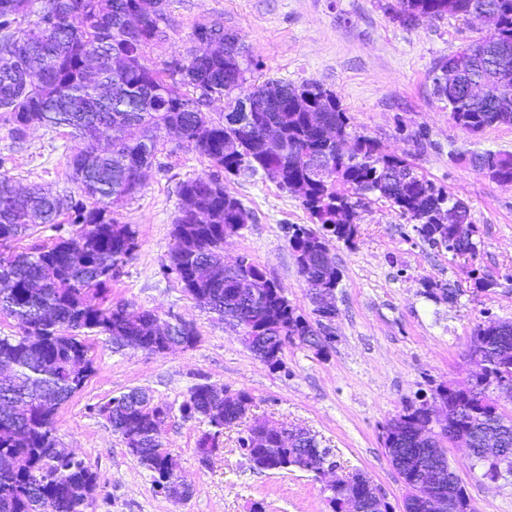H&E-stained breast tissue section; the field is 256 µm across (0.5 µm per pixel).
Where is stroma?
Segmentation results:
<instances>
[{
  "mask_svg": "<svg viewBox=\"0 0 512 512\" xmlns=\"http://www.w3.org/2000/svg\"><path fill=\"white\" fill-rule=\"evenodd\" d=\"M386 2L171 0L167 38L150 45L146 56L164 66L193 48L198 25L220 20L249 46L254 79L330 88L356 133L407 157L437 187L467 203L482 242L479 254L469 262L453 257L424 242L386 200L366 199L354 244L330 245L341 278L332 349L319 356L290 345L281 366L270 368L216 314L199 307L175 274L163 272L170 263L179 187L214 168L186 143L161 138L140 192L118 210L122 223L135 225L138 245L101 303L127 302L164 323L189 322L199 341L158 354L118 350L108 336L86 334L94 373L58 409L54 434L59 447L105 479L88 512H248L254 501L265 512H329L314 474L251 469L237 445L243 423L225 427L222 450L209 464L200 463L196 441L204 425L183 420L179 412L199 383L249 391V418L310 430L332 449L338 474L367 473L394 512H402L405 489L383 447V424L439 384L470 378L468 354L479 323L512 321V185L491 180L468 162L474 153H512V126L472 134L452 121L447 103L432 93L435 60L480 37V23L424 18L406 28L385 13ZM71 146L66 129L34 127L19 141L0 122V171L23 186L73 190ZM224 188L252 214L227 238L225 262L248 256L284 289L298 313L311 316L307 286L288 247L289 226L310 222L299 196L246 173L225 177ZM479 274L492 279L493 287L477 288ZM428 281L455 291L456 299L425 297ZM133 389L171 409L161 439L194 489L187 500L156 493L148 472L94 412ZM448 458L478 512H512V485L490 484L462 449H449Z\"/></svg>",
  "mask_w": 512,
  "mask_h": 512,
  "instance_id": "stroma-1",
  "label": "stroma"
}]
</instances>
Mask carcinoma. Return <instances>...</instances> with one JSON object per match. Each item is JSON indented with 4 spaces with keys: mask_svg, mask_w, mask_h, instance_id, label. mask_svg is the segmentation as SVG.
Masks as SVG:
<instances>
[{
    "mask_svg": "<svg viewBox=\"0 0 512 512\" xmlns=\"http://www.w3.org/2000/svg\"><path fill=\"white\" fill-rule=\"evenodd\" d=\"M169 0H0V119L11 133L23 139L35 126L65 128L78 142L69 156L70 179L78 194L53 196L37 184L18 192L14 180L0 173V315L17 321L22 335L0 337V512H88L94 495L77 489H101L100 473L69 453L50 456L54 419L60 405L81 391L94 372L90 347L80 334H106L116 348H153L163 335L169 346L192 348L196 329L176 323L159 328L150 310L125 303L101 307L88 302L120 273L136 247V230L116 217V208L135 196L141 186L129 180L132 170L148 169L159 138L167 136L188 144L227 175L247 171L261 175L283 190L303 183L307 191L302 205L314 228L292 226L288 246L300 274L316 261L332 262L330 242L354 244L357 236L358 201L370 195L390 203L399 216L413 224L423 240L443 247L455 257L474 260L479 252L476 227L469 206L436 186L405 158L387 152L376 140L356 135L350 117L335 92L316 82L299 85L269 79L249 81L253 61L234 33L216 21L195 29L198 39L209 36L225 43L228 55L187 56L181 67L159 69L145 55V48L167 37ZM486 6L497 16V27L455 53L439 58L431 70L433 94L447 97L441 86L448 65L468 50L470 64L457 74V90L449 104L454 122L473 134L495 126H512V110L501 107L512 101V0H397L388 6L393 16L411 26L423 17L453 16L467 19L474 9ZM142 20L138 37L129 36L126 17ZM30 47V62L10 55L16 41ZM121 57L122 69L112 65ZM479 83L484 96L474 99L469 87ZM224 100V116L216 120L203 107L213 99ZM253 106L257 120L271 119L282 132L288 154L281 159L265 155L256 128L244 132L235 126L241 101ZM323 123L337 126L338 137L325 141L318 135ZM110 144L86 162L84 135ZM239 141L227 152L225 141ZM470 164L491 174L497 182L512 184V154L475 153ZM329 166L327 182L312 177L313 170ZM212 174L183 182L173 225L174 244L169 269L180 274L182 288L205 310L224 318L233 328L256 329L258 339L248 348L258 358L271 355L277 366L284 348L299 344L324 355L318 346L316 327L323 321L307 319L265 271L248 256L235 267H224V226L248 224L251 213L219 184ZM68 212L69 233L57 222ZM55 226V244L29 253L10 251L11 243L28 231ZM484 337V349L475 360L484 381L443 389L448 408L457 413L456 432L468 436L475 450L472 468L487 472L512 455V415L492 403L491 388L512 387V323L489 320L478 325L476 337ZM253 402L245 390L224 398L200 383L180 406L185 420L207 425L197 447L210 439L221 444L224 425L237 418L242 406ZM167 418L170 408L139 391H130L98 406L122 438L128 453L149 473L159 494L165 485L171 457L159 438L157 425L144 418L143 410ZM427 412L408 404L394 426L395 440L387 452L392 465L410 470L427 456L415 439V430ZM501 430L504 447L485 448L482 434ZM258 449L248 456L259 471L303 470L307 458L318 455L329 462L332 450L320 447L307 434L282 447ZM368 476L360 471L341 484L325 487L331 512H389L390 503L377 506L365 491ZM444 496L452 512H475L462 484L446 485Z\"/></svg>",
    "mask_w": 512,
    "mask_h": 512,
    "instance_id": "1",
    "label": "carcinoma"
}]
</instances>
